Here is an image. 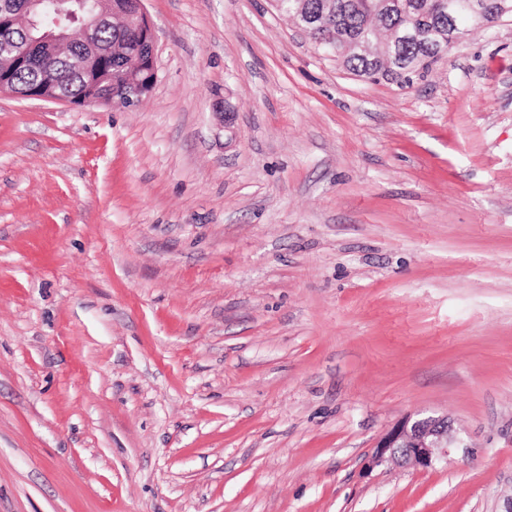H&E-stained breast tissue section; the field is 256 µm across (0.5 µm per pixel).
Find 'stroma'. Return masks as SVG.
<instances>
[{
  "label": "stroma",
  "instance_id": "stroma-1",
  "mask_svg": "<svg viewBox=\"0 0 512 512\" xmlns=\"http://www.w3.org/2000/svg\"><path fill=\"white\" fill-rule=\"evenodd\" d=\"M144 7L139 104L0 98V512H507L512 18L405 84ZM448 419L445 416L412 420L407 417L377 443L369 468L389 462L413 463L426 470L448 456Z\"/></svg>",
  "mask_w": 512,
  "mask_h": 512
}]
</instances>
